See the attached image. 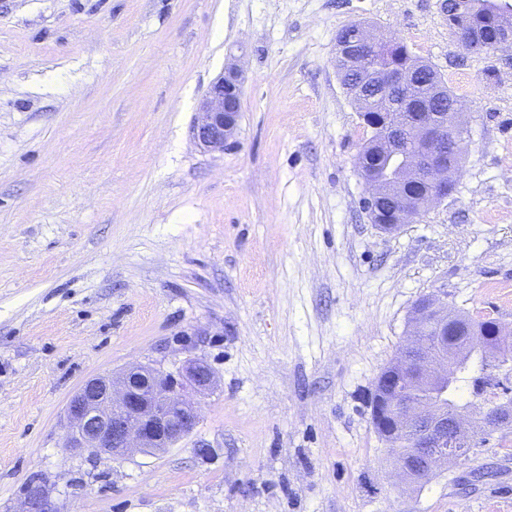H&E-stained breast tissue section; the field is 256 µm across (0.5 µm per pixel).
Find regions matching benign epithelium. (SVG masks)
<instances>
[{"instance_id": "7a95c632", "label": "benign epithelium", "mask_w": 512, "mask_h": 512, "mask_svg": "<svg viewBox=\"0 0 512 512\" xmlns=\"http://www.w3.org/2000/svg\"><path fill=\"white\" fill-rule=\"evenodd\" d=\"M490 20L489 35L481 40L469 28L457 24L456 10L448 15V27L466 54L491 55L512 48V25L501 21L499 14ZM380 39L362 23L351 25L346 43L336 44V57L355 62L359 51ZM415 68L391 67L381 73L367 70L362 83H374L383 92L396 89L410 94ZM461 104L455 103L448 116L435 121L426 117V104L412 113L405 127L414 137L413 146H403V127L391 122V116L377 112H359L363 127L371 130L369 140H377L388 156L384 178L400 187L413 185L421 176H429L424 206L432 207L450 196L455 188L453 167L464 153L465 129L458 120ZM241 112V80L236 68L229 67L208 87L203 96L191 134L201 150L224 153V147L238 129ZM382 178V179H384ZM382 179L364 178L369 197L365 199L372 223L394 232L423 215L414 201L396 199L392 209L382 208ZM413 330L424 323L440 327L434 341L422 342L410 336L393 362L376 378L371 403V422L375 432L387 445L403 431H412L414 447L419 452L397 460L396 470L405 485H420L441 469L460 458L448 453L450 448H470L487 444L497 433L512 427V390L485 392L472 405L478 416L472 422L465 412L448 408V385L456 374L459 359L453 352L471 343L470 318L448 308V302L429 295L415 304ZM494 341L485 347L488 362L502 368L512 361V328L507 324L494 327ZM214 375L208 365L194 361L175 376L149 365H132L117 374H105L87 380L67 405L69 447L90 455L107 453L114 457L134 452L154 453L173 447L190 434L198 421L194 402L183 390L210 388ZM20 512H57L50 489L40 481L29 484Z\"/></svg>"}]
</instances>
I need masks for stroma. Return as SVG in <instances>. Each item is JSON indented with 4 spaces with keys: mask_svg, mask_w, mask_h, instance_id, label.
Listing matches in <instances>:
<instances>
[{
    "mask_svg": "<svg viewBox=\"0 0 512 512\" xmlns=\"http://www.w3.org/2000/svg\"><path fill=\"white\" fill-rule=\"evenodd\" d=\"M439 4L0 0V512L37 478L59 512H512V431L408 488L371 423L421 297L512 325V64L464 54ZM358 22L464 97L453 193L393 233L335 68ZM232 64L238 131L204 153ZM190 359L216 385L173 448H68L84 381ZM241 112V80L236 68L228 67L203 96L191 134L203 152L223 153L238 129Z\"/></svg>",
    "mask_w": 512,
    "mask_h": 512,
    "instance_id": "obj_1",
    "label": "stroma"
}]
</instances>
